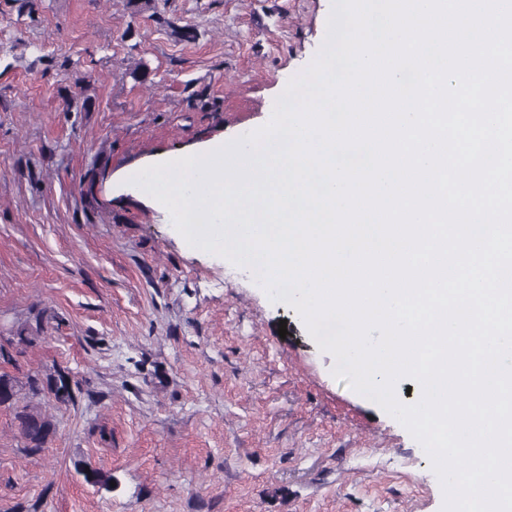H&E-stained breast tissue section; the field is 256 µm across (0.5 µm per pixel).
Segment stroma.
Segmentation results:
<instances>
[{"instance_id": "stroma-1", "label": "stroma", "mask_w": 512, "mask_h": 512, "mask_svg": "<svg viewBox=\"0 0 512 512\" xmlns=\"http://www.w3.org/2000/svg\"><path fill=\"white\" fill-rule=\"evenodd\" d=\"M155 3L0 0V335L54 317L0 371L61 369L74 390L37 454L0 409V512H442L420 443L334 376L301 316L122 179L264 125L332 0ZM80 459L116 487L86 485Z\"/></svg>"}]
</instances>
